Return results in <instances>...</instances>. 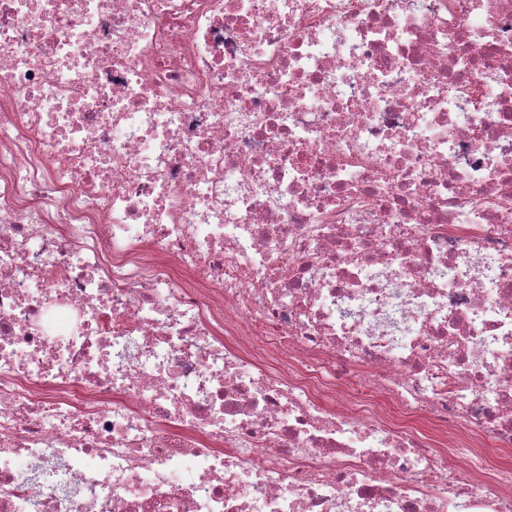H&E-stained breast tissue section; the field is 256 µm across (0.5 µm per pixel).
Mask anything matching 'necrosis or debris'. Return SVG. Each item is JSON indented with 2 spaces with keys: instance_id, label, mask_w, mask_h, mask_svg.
I'll return each instance as SVG.
<instances>
[{
  "instance_id": "obj_1",
  "label": "necrosis or debris",
  "mask_w": 512,
  "mask_h": 512,
  "mask_svg": "<svg viewBox=\"0 0 512 512\" xmlns=\"http://www.w3.org/2000/svg\"><path fill=\"white\" fill-rule=\"evenodd\" d=\"M512 0H0V512H512Z\"/></svg>"
}]
</instances>
